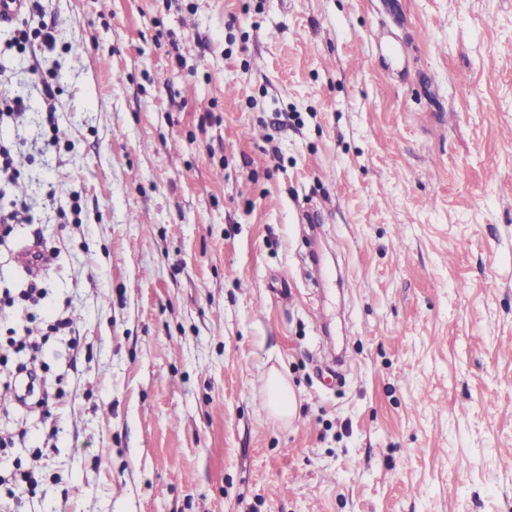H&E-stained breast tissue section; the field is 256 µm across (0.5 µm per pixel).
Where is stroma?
I'll return each mask as SVG.
<instances>
[{
  "mask_svg": "<svg viewBox=\"0 0 512 512\" xmlns=\"http://www.w3.org/2000/svg\"><path fill=\"white\" fill-rule=\"evenodd\" d=\"M0 243L56 250L0 512H512V0H36ZM53 94L58 144L37 114ZM278 372L297 411L264 407ZM35 491L12 495V463ZM11 209L0 208V229L3 236H9L14 229V224L30 223L31 217L29 207L26 202H14L10 206ZM66 331L71 332L70 320L67 317L59 316L48 323L45 328L38 324L25 326L23 336H19L18 339L15 337L8 339V347L12 349L15 354H23V359L17 363L15 368L16 377L27 374L31 378L30 392L34 391L35 384H42L44 397L36 402L38 406L46 404L49 399V380L46 377L41 379L36 368V365L39 364L38 362L43 345L49 333Z\"/></svg>",
  "mask_w": 512,
  "mask_h": 512,
  "instance_id": "obj_1",
  "label": "stroma"
}]
</instances>
